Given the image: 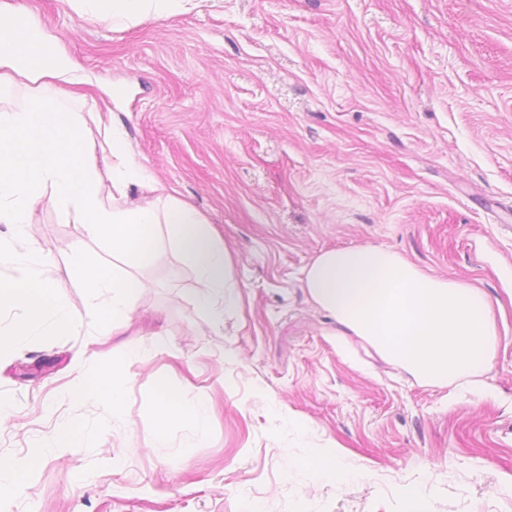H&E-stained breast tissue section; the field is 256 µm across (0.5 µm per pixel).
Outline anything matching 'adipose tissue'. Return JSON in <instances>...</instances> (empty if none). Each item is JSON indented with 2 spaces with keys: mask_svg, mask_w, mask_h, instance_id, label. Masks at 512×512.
I'll return each mask as SVG.
<instances>
[{
  "mask_svg": "<svg viewBox=\"0 0 512 512\" xmlns=\"http://www.w3.org/2000/svg\"><path fill=\"white\" fill-rule=\"evenodd\" d=\"M80 7L106 11L113 26L123 27L142 15L164 16L181 0H76ZM39 43L20 18L0 22V78L13 71L31 84L52 77L70 83L81 75L66 63L50 60L22 67V58ZM111 158L108 176L92 159L96 139ZM121 126L104 128L100 137L58 102L34 95L25 108L0 110V224L12 237L0 239V307L17 304L26 316L0 329V356L11 352L17 337L39 323V335L77 325L81 317L53 297V269L33 247H17L30 212L43 191H51L57 209L76 214L90 238L112 250L113 263L76 252L70 271L92 303L89 313L101 325L130 312L143 281L136 269L162 252L176 250L195 278L210 290L203 301L214 324L224 321L234 302V260L208 218L173 196L133 205L127 190L150 183ZM303 286L313 303L328 312L347 334L367 343L385 361L438 387H467L490 366L498 341L487 294L467 283L428 274L391 249L347 247L319 253L303 271Z\"/></svg>",
  "mask_w": 512,
  "mask_h": 512,
  "instance_id": "adipose-tissue-1",
  "label": "adipose tissue"
}]
</instances>
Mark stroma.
I'll use <instances>...</instances> for the list:
<instances>
[{
	"instance_id": "stroma-1",
	"label": "stroma",
	"mask_w": 512,
	"mask_h": 512,
	"mask_svg": "<svg viewBox=\"0 0 512 512\" xmlns=\"http://www.w3.org/2000/svg\"><path fill=\"white\" fill-rule=\"evenodd\" d=\"M19 13L85 77L42 93L124 127L155 184L130 203L207 215L239 304L214 324L166 252L101 334L69 266L109 253L42 196L32 240L82 322L0 358V458L41 452L0 512H407L412 490L425 512H512V0H188L123 28L75 0H0ZM363 245L489 295L498 343L475 386L385 363L309 299L313 258ZM120 362L121 414L68 398ZM164 387L198 416L162 442ZM71 428L83 444L58 452ZM325 454L330 477L308 467Z\"/></svg>"
}]
</instances>
